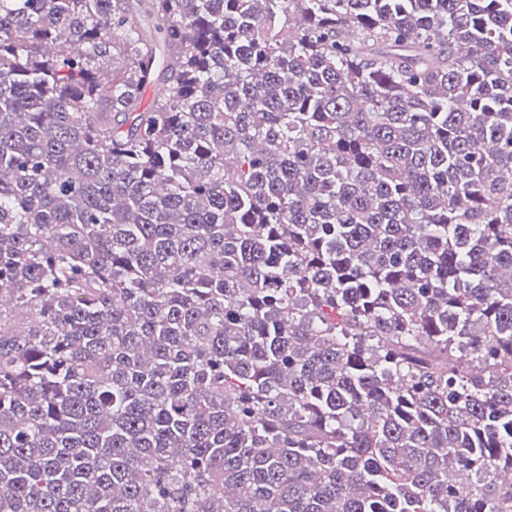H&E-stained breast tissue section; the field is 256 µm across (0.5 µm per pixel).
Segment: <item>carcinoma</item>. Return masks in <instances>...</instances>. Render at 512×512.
Returning <instances> with one entry per match:
<instances>
[{"mask_svg": "<svg viewBox=\"0 0 512 512\" xmlns=\"http://www.w3.org/2000/svg\"><path fill=\"white\" fill-rule=\"evenodd\" d=\"M129 2L0 0V512H512V0Z\"/></svg>", "mask_w": 512, "mask_h": 512, "instance_id": "cac0c4a2", "label": "carcinoma"}]
</instances>
